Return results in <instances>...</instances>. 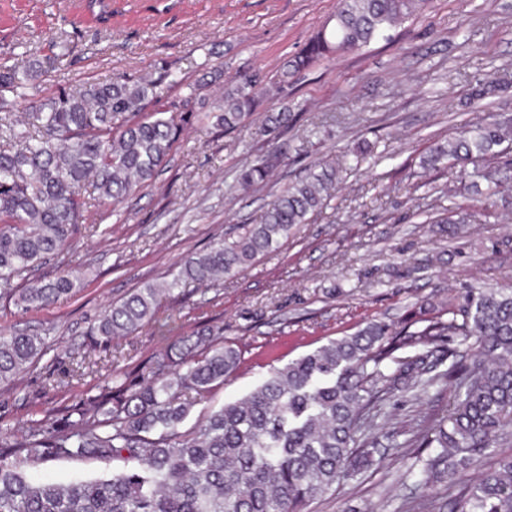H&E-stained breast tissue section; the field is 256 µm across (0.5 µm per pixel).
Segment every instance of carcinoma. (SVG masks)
I'll return each mask as SVG.
<instances>
[{"label": "carcinoma", "mask_w": 512, "mask_h": 512, "mask_svg": "<svg viewBox=\"0 0 512 512\" xmlns=\"http://www.w3.org/2000/svg\"><path fill=\"white\" fill-rule=\"evenodd\" d=\"M429 0H337L330 21L283 66L267 87L257 75L230 79L199 111L219 132L249 120L264 95L288 98L298 75L332 55L358 51L424 10ZM54 57L20 67L0 62V296L22 314L48 307L82 286L71 269L34 272L61 261L76 232L107 230L92 219L93 202L116 205L150 186L181 132L187 103L167 91L182 84L169 72L115 77L59 92L12 118L15 99ZM512 83L505 71L476 78L468 99L480 101ZM283 107L267 116L266 147L240 170L245 190L266 185L283 162L277 138L295 122ZM512 124L490 117L437 143L423 157L428 171L470 163L487 185L474 183L469 203L426 222L465 224L486 216L508 192L489 178L509 165ZM336 162L310 166L276 194L257 224L219 239L178 263L172 278L137 288L110 304L89 329L66 370L81 381L101 370V348L135 336L156 321L163 302L201 287H218L254 265L310 223L336 197ZM421 326L396 331L375 320L358 331L273 367L246 395L199 417L183 430L193 405L206 400L242 364V350L224 341V327L202 324L176 338L138 381L102 377L98 391L74 396L60 414L29 421L23 434L0 426V512H306L342 480L353 479L377 451V416L390 390L451 386L448 416L418 430L403 447L422 461L418 484L439 486L409 498L404 512H512V288H470L456 309L423 311ZM473 340L462 354L452 337ZM48 347L36 334L0 331V384L43 373ZM432 452L422 456L421 449ZM123 462L120 469L70 483H36L25 468L61 458ZM493 458L475 481L468 472Z\"/></svg>", "instance_id": "1"}]
</instances>
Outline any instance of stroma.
Listing matches in <instances>:
<instances>
[{"label": "stroma", "instance_id": "1", "mask_svg": "<svg viewBox=\"0 0 512 512\" xmlns=\"http://www.w3.org/2000/svg\"><path fill=\"white\" fill-rule=\"evenodd\" d=\"M87 0H0V58L17 61L27 47H45L52 29L75 31L69 52L31 82L14 111L83 82L168 71L187 85L216 91L225 77L278 75L287 60L333 15L337 0H112L109 23L95 21ZM512 71V0H431L398 27L391 40L316 63L302 73L287 101L265 102L253 119L224 134L189 118L154 186L123 203L98 205L110 235L79 233L66 261L82 274L75 297L29 314L0 301V329L44 336L58 371L84 342L98 314L133 289L165 279L187 254L209 240L237 236L258 223L272 191L304 175L315 162L372 152L343 172L328 208L301 225L279 249L225 281L201 288L183 304L163 308L158 322L113 343L112 372L139 379L154 357L195 322L223 325L241 343L237 373L192 417L252 389L270 366L351 334L377 319L394 329L409 324L418 302L459 304L467 289L512 287V200L474 224H425L416 210L447 206L439 190L473 180L472 166L432 174L420 165L434 143L481 123L487 111L512 116V86L482 104H467L472 77ZM299 119L280 136L285 162L269 186L243 191L235 172L262 143L267 114L282 105ZM65 384L46 389L38 374L0 386V426L22 427L69 404ZM450 389L423 395L397 388L384 409L386 451L380 465L340 483L309 512H399L416 490L419 467L402 444L413 428L446 417ZM103 464L56 459L31 467L34 480L95 477Z\"/></svg>", "mask_w": 512, "mask_h": 512}]
</instances>
